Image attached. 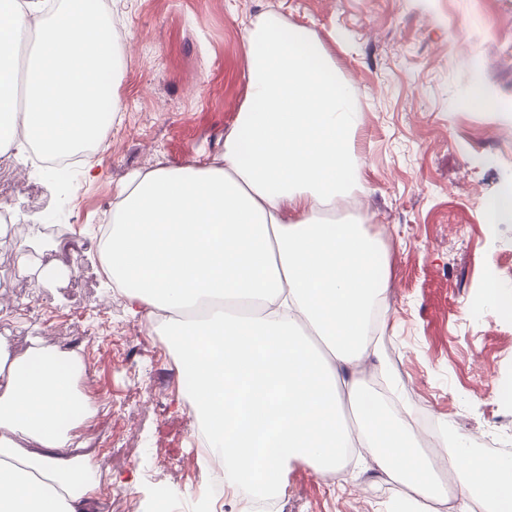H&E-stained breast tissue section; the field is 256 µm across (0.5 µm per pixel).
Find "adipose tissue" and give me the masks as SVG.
I'll return each mask as SVG.
<instances>
[{
    "label": "adipose tissue",
    "mask_w": 512,
    "mask_h": 512,
    "mask_svg": "<svg viewBox=\"0 0 512 512\" xmlns=\"http://www.w3.org/2000/svg\"><path fill=\"white\" fill-rule=\"evenodd\" d=\"M45 0H0V151L57 157L105 137L118 110L113 34L98 0L45 17ZM39 35L28 42L29 20ZM247 99L220 167L132 177L100 259L139 312L181 349L195 419L224 475L278 496L291 461L341 471L354 448L403 484L392 512H432L448 491L419 450L413 412L374 402L360 372L382 360L371 315L387 302L383 247L337 220L362 188L359 111L307 27L276 20L244 43ZM0 337V512H92L101 464L70 452L89 417L81 364L61 352L10 359ZM456 512H512V459L489 464L448 442Z\"/></svg>",
    "instance_id": "1"
}]
</instances>
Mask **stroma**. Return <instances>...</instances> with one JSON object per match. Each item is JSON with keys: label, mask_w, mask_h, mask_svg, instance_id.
Listing matches in <instances>:
<instances>
[{"label": "stroma", "mask_w": 512, "mask_h": 512, "mask_svg": "<svg viewBox=\"0 0 512 512\" xmlns=\"http://www.w3.org/2000/svg\"><path fill=\"white\" fill-rule=\"evenodd\" d=\"M122 31L114 84L120 110L107 139L95 145L66 187L55 172L15 156L0 183L22 223L24 249L10 297L36 299L55 328L42 335L22 309L8 313L12 353L52 350L85 327L112 328V342L86 347L94 386L113 413L126 446L102 481L127 496L129 512H243L235 492L209 498L212 478L193 439L187 384L166 337L132 317L128 297L107 286L99 230L109 204L133 174L158 166L224 163V138L246 99L244 23L276 16L304 25L326 48L357 97L355 148L363 192L339 201L336 215L381 241L389 271L384 347L392 385L375 361L362 375L378 394L435 418L443 432L512 444V312L486 303L488 277L512 291V216L490 225L485 204L512 184V0H103ZM478 88L485 107L457 105ZM58 226L61 238L35 234ZM154 386L160 395L133 401ZM178 467H157V450ZM405 492L367 461L352 488L336 491L304 462L290 463L280 512H389Z\"/></svg>", "instance_id": "35a3bbf8"}]
</instances>
